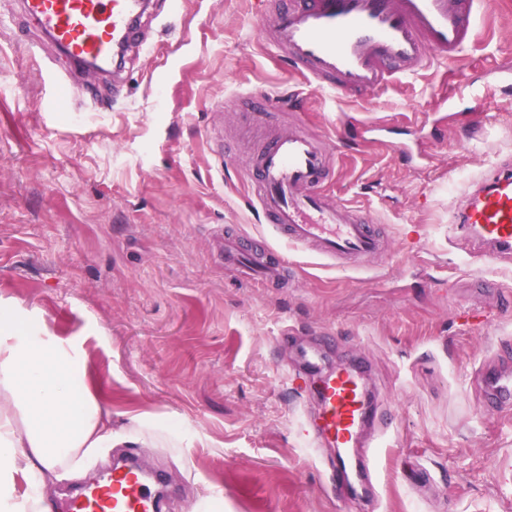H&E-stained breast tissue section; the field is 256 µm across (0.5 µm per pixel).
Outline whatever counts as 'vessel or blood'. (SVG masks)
<instances>
[{
	"instance_id": "1",
	"label": "vessel or blood",
	"mask_w": 512,
	"mask_h": 512,
	"mask_svg": "<svg viewBox=\"0 0 512 512\" xmlns=\"http://www.w3.org/2000/svg\"><path fill=\"white\" fill-rule=\"evenodd\" d=\"M264 43L292 70L321 90L360 100L397 81L457 61L478 29L483 0H263ZM24 16L73 63L83 64L88 80L73 93L98 102L92 76L108 71L115 47L143 45L147 0H19ZM335 154L327 139L305 129L303 120L269 136L247 157L244 172L252 199L273 233L312 249L328 264L362 267L388 253V237L367 211L323 192L334 171ZM458 242L502 260L512 258V160L506 159L467 191L452 218ZM243 235L224 236L228 264H243ZM288 270L266 260L252 266L255 280L277 283ZM495 393L489 406L512 399V381L481 372ZM377 418L357 376L339 369L319 385L313 436L336 448L353 447ZM329 480L339 487L360 476L374 495L371 462L343 457L326 462ZM164 472L148 469L139 449L114 459L95 483L69 497L61 512H163L170 497Z\"/></svg>"
}]
</instances>
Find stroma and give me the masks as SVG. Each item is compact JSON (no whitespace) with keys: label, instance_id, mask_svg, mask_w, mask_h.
<instances>
[{"label":"stroma","instance_id":"obj_1","mask_svg":"<svg viewBox=\"0 0 512 512\" xmlns=\"http://www.w3.org/2000/svg\"><path fill=\"white\" fill-rule=\"evenodd\" d=\"M149 44L97 84L111 107L52 111L69 59L0 0V301L42 336L79 344L116 440L45 490L47 512L142 449L179 489L170 512H512V406L491 408L477 371L512 340V265L466 254L448 216L512 155V0H487L477 42L446 69L353 102L272 57L256 0H183ZM40 49L29 53L27 46ZM488 92L440 107V85ZM290 91L336 155L327 189L370 210L391 242L343 270L276 237L241 171L248 91ZM376 122L381 137L363 132ZM224 126L219 164L210 128ZM422 143L398 157L388 140ZM287 256L285 288L224 264L226 226ZM290 340H283V332ZM364 358L393 429L377 448L378 501L336 494L301 431L317 377Z\"/></svg>","mask_w":512,"mask_h":512}]
</instances>
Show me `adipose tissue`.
I'll return each instance as SVG.
<instances>
[{"mask_svg":"<svg viewBox=\"0 0 512 512\" xmlns=\"http://www.w3.org/2000/svg\"><path fill=\"white\" fill-rule=\"evenodd\" d=\"M112 431L87 385L81 349L18 329L13 308L0 303V512H41L44 490L59 471L79 468ZM28 449L33 479L26 500L14 496L19 449Z\"/></svg>","mask_w":512,"mask_h":512,"instance_id":"1","label":"adipose tissue"}]
</instances>
